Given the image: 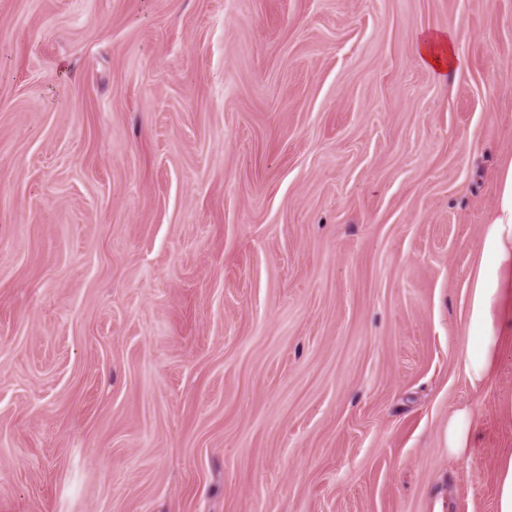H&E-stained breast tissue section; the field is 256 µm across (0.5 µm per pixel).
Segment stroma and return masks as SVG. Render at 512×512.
Masks as SVG:
<instances>
[{
  "instance_id": "stroma-1",
  "label": "stroma",
  "mask_w": 512,
  "mask_h": 512,
  "mask_svg": "<svg viewBox=\"0 0 512 512\" xmlns=\"http://www.w3.org/2000/svg\"><path fill=\"white\" fill-rule=\"evenodd\" d=\"M511 164L512 0H0V512H496ZM455 33H427L418 40L421 63L437 78L444 79L455 69L459 59L454 50ZM485 255L471 288L467 341L462 356L472 385L492 373L502 340L499 320L512 316L511 292L504 288L503 272L512 271V164L502 176L498 209L487 225ZM475 421L468 408H456L448 414V456L454 460L472 455Z\"/></svg>"
}]
</instances>
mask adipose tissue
I'll list each match as a JSON object with an SVG mask.
<instances>
[{
	"label": "adipose tissue",
	"mask_w": 512,
	"mask_h": 512,
	"mask_svg": "<svg viewBox=\"0 0 512 512\" xmlns=\"http://www.w3.org/2000/svg\"><path fill=\"white\" fill-rule=\"evenodd\" d=\"M455 34L428 33L418 41L421 63L437 78H445L459 59ZM483 261L469 297L467 341L462 356L471 384L483 382L492 373L503 340L499 321L512 316V291L504 286V271H512V166L502 176L498 209L485 236ZM475 421L469 409L458 408L448 416V456L454 460L472 455Z\"/></svg>",
	"instance_id": "obj_1"
}]
</instances>
